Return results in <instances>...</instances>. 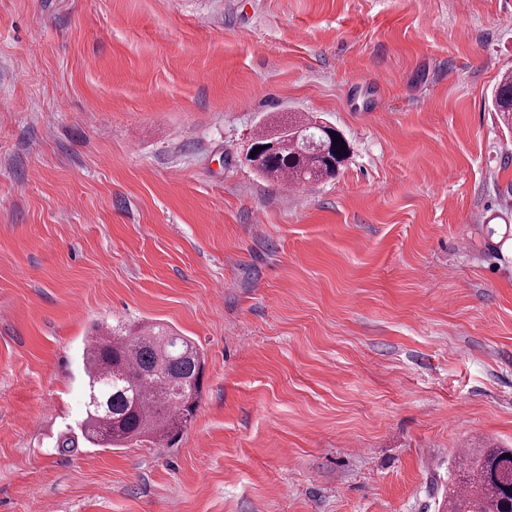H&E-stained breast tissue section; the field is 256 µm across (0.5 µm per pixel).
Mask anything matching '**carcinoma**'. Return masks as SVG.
<instances>
[{"label": "carcinoma", "instance_id": "cac0c4a2", "mask_svg": "<svg viewBox=\"0 0 512 512\" xmlns=\"http://www.w3.org/2000/svg\"><path fill=\"white\" fill-rule=\"evenodd\" d=\"M491 107L512 129V71L500 75ZM262 150L251 164L267 177L312 185L336 176L349 156L342 133L295 114L255 135ZM277 141L274 150L264 148ZM87 379L82 437L96 448H122L144 438L171 446L199 406L203 353L165 325L122 331L96 326L83 350ZM452 474L448 512H512V448H469Z\"/></svg>", "mask_w": 512, "mask_h": 512}]
</instances>
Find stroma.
<instances>
[{"instance_id": "obj_1", "label": "stroma", "mask_w": 512, "mask_h": 512, "mask_svg": "<svg viewBox=\"0 0 512 512\" xmlns=\"http://www.w3.org/2000/svg\"><path fill=\"white\" fill-rule=\"evenodd\" d=\"M507 69L512 0H0V512H448L512 448ZM294 112L350 155L288 194ZM97 322L201 345L173 447L81 442ZM491 107L503 126L512 129V71L503 72L491 93ZM305 114L281 119L273 127H263L255 135L258 153L251 158L257 172L298 185H312L336 176L349 156V145L336 128L321 124ZM329 126V127H328ZM332 135L338 136L334 143ZM276 140L277 145L272 142ZM269 143V144H268ZM259 146H263L259 150Z\"/></svg>"}]
</instances>
